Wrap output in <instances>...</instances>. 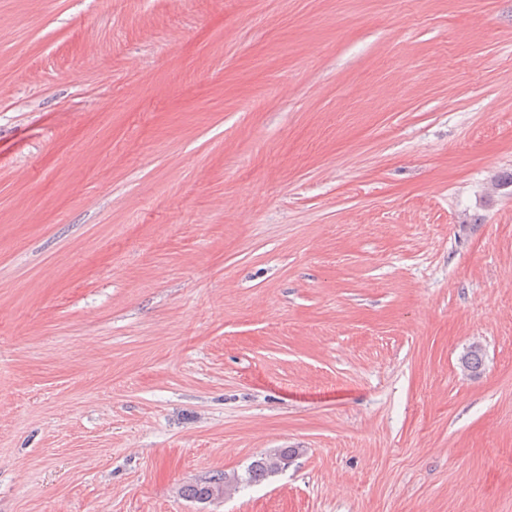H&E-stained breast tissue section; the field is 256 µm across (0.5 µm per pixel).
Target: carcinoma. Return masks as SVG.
Masks as SVG:
<instances>
[{"instance_id": "carcinoma-1", "label": "carcinoma", "mask_w": 512, "mask_h": 512, "mask_svg": "<svg viewBox=\"0 0 512 512\" xmlns=\"http://www.w3.org/2000/svg\"><path fill=\"white\" fill-rule=\"evenodd\" d=\"M461 364L475 375H480L483 367V353L480 350H468L461 358ZM300 453L298 448H275L254 457L247 465L244 474L236 472H217L212 476L180 488L181 495L197 503H207L224 499L229 487L253 485L267 480L276 474L275 464L281 459H291Z\"/></svg>"}]
</instances>
